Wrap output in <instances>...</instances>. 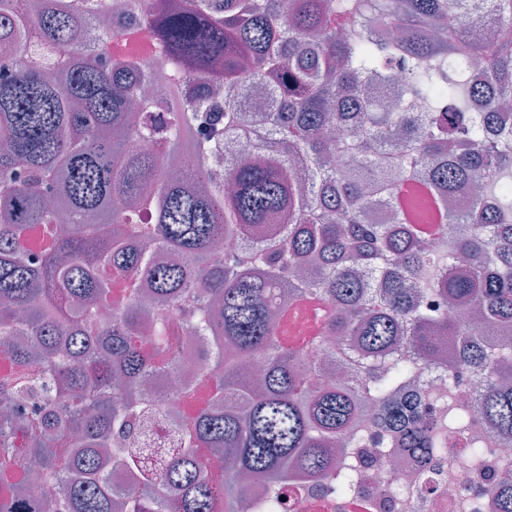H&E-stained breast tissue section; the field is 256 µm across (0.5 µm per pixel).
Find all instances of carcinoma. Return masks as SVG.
Returning <instances> with one entry per match:
<instances>
[{"label":"carcinoma","instance_id":"1","mask_svg":"<svg viewBox=\"0 0 512 512\" xmlns=\"http://www.w3.org/2000/svg\"><path fill=\"white\" fill-rule=\"evenodd\" d=\"M126 7L147 61L116 26L88 48L112 0H0V512H288L306 478L362 482L341 438L432 461L477 424L475 490L512 512L489 453L512 444V0ZM223 86L265 104L226 96L219 118ZM300 300L322 306L308 346L280 333ZM176 323L209 342V398L156 460L134 443L184 361ZM462 366L470 407L414 384Z\"/></svg>","mask_w":512,"mask_h":512}]
</instances>
